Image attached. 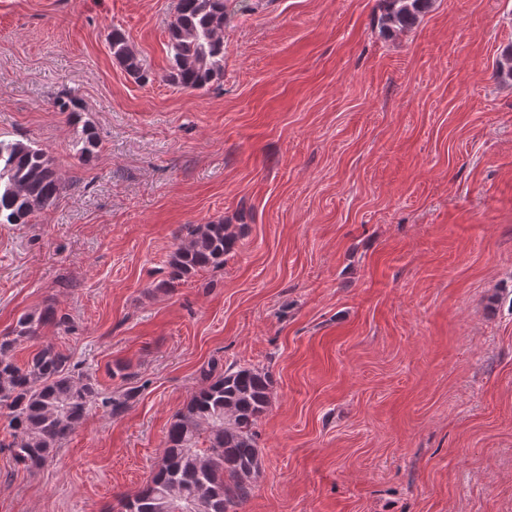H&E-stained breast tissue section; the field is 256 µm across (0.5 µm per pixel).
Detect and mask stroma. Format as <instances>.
<instances>
[{
    "label": "stroma",
    "mask_w": 512,
    "mask_h": 512,
    "mask_svg": "<svg viewBox=\"0 0 512 512\" xmlns=\"http://www.w3.org/2000/svg\"><path fill=\"white\" fill-rule=\"evenodd\" d=\"M172 0H0V137L64 190L0 224V337L54 308L100 387L40 469L0 416V512H110L159 465L211 362L273 380L242 512H512V0H228L224 75L164 81ZM121 28L148 83L112 58ZM77 90L90 164L57 106ZM239 235L166 287L185 225ZM132 375L111 376L114 362ZM429 3L430 0H381L382 21L387 27L407 29L417 22ZM77 132L78 136L75 142L76 154L79 160L87 165L95 157V149L99 145L97 132L88 123L82 124L81 129Z\"/></svg>",
    "instance_id": "1"
}]
</instances>
